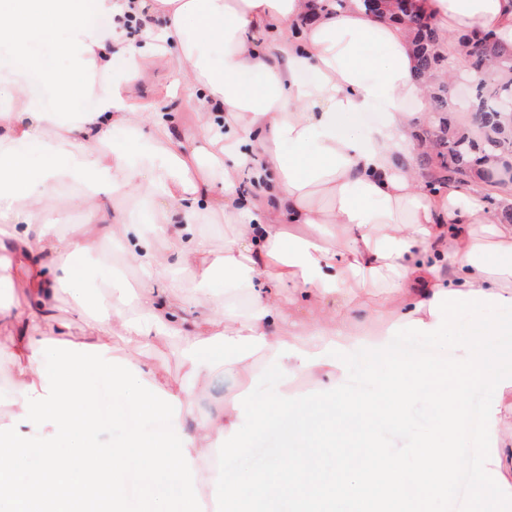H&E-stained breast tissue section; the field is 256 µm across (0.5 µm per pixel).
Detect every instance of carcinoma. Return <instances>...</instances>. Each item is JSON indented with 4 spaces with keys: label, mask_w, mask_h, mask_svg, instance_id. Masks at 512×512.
Masks as SVG:
<instances>
[{
    "label": "carcinoma",
    "mask_w": 512,
    "mask_h": 512,
    "mask_svg": "<svg viewBox=\"0 0 512 512\" xmlns=\"http://www.w3.org/2000/svg\"><path fill=\"white\" fill-rule=\"evenodd\" d=\"M365 10L384 15L406 25L411 35L416 79L428 87L431 115L420 135L424 148L416 155V167L431 189L448 184L464 186L478 178L491 188L499 180L483 169L496 156L503 172L512 174V50L501 47L489 33L463 35V61L470 73L468 98L448 105L450 85L442 76L457 73V60L448 53L449 38L441 34L419 0H358ZM467 112L479 135L461 132L451 114Z\"/></svg>",
    "instance_id": "obj_1"
}]
</instances>
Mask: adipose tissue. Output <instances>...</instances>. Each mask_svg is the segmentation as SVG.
I'll use <instances>...</instances> for the list:
<instances>
[{
	"label": "adipose tissue",
	"mask_w": 512,
	"mask_h": 512,
	"mask_svg": "<svg viewBox=\"0 0 512 512\" xmlns=\"http://www.w3.org/2000/svg\"><path fill=\"white\" fill-rule=\"evenodd\" d=\"M423 7L441 32L490 33L512 48V0ZM39 43L66 56L69 74L31 53ZM0 49L10 63L0 81V283L11 293L0 333L15 391L0 432V501L11 512H83L89 501L125 512L132 465L147 482L141 512H203L193 486L213 482L202 462L238 412L228 400L186 427L196 393L144 363L145 347L179 339L204 382L211 366L199 352L221 346L233 354L225 371L247 377L252 353L270 357L282 343L313 353L384 342L395 323L434 324L439 291L512 297V223L485 185L421 187L411 131L430 102L404 25L356 6L314 16L309 0H0ZM160 68L164 90L140 96L138 81ZM81 98L90 108H74ZM52 128L60 137L49 145ZM118 131L131 142L114 143ZM67 183L77 193H62ZM141 187L145 211L114 207ZM49 199L80 209L82 224L60 232ZM204 222L231 225L223 251ZM107 251L138 273L134 310L77 281L86 259ZM217 275L248 290L247 312L188 293V280ZM369 288L378 302L364 299ZM63 291L72 308L59 307ZM93 375L113 395L137 393L138 412L162 429L128 421L121 445L101 446L112 407L88 389ZM75 432L81 452L61 454ZM34 444L38 467L18 470L16 455ZM162 475L179 495L159 500Z\"/></svg>",
	"instance_id": "obj_1"
}]
</instances>
